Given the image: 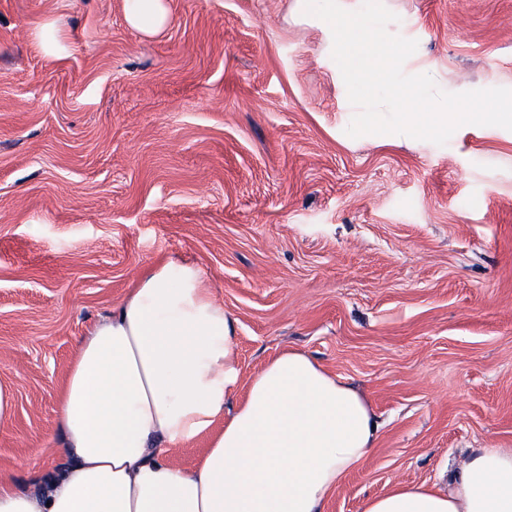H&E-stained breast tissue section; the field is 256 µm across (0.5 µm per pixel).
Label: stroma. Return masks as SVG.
I'll return each instance as SVG.
<instances>
[{
	"instance_id": "obj_1",
	"label": "stroma",
	"mask_w": 512,
	"mask_h": 512,
	"mask_svg": "<svg viewBox=\"0 0 512 512\" xmlns=\"http://www.w3.org/2000/svg\"><path fill=\"white\" fill-rule=\"evenodd\" d=\"M383 3L418 42L405 70L512 88V0ZM165 4L146 35L123 0H0V479L62 467L78 339L170 258L234 319L239 393L294 350L371 404L378 439L322 512L512 448V131L350 137L294 0Z\"/></svg>"
}]
</instances>
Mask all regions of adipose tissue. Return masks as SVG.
Listing matches in <instances>:
<instances>
[{"instance_id": "ef3b65f1", "label": "adipose tissue", "mask_w": 512, "mask_h": 512, "mask_svg": "<svg viewBox=\"0 0 512 512\" xmlns=\"http://www.w3.org/2000/svg\"><path fill=\"white\" fill-rule=\"evenodd\" d=\"M145 34L168 21L164 0H125ZM235 322L203 272L170 259L78 344L57 400L71 462L24 488L0 481V512H320L373 447L380 425L356 389L286 351L250 382L239 375ZM224 427L192 470L169 451ZM362 512H512V448H487L440 491L400 483Z\"/></svg>"}]
</instances>
